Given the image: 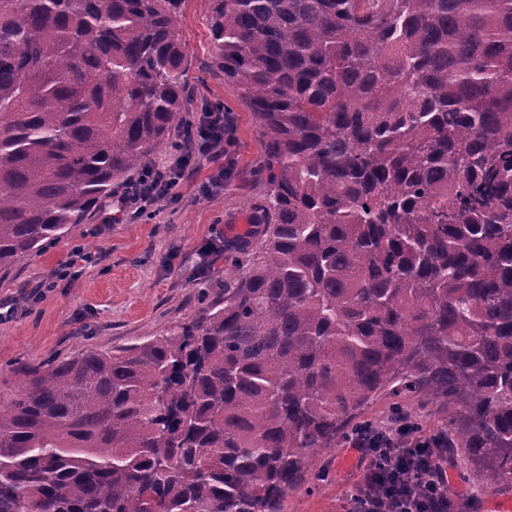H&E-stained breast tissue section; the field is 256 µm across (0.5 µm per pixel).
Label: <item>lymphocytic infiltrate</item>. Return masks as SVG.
Here are the masks:
<instances>
[{"label":"lymphocytic infiltrate","instance_id":"1","mask_svg":"<svg viewBox=\"0 0 512 512\" xmlns=\"http://www.w3.org/2000/svg\"><path fill=\"white\" fill-rule=\"evenodd\" d=\"M233 120L223 108L201 104L189 124L188 147L168 164H146L116 199L122 216H155L173 199L188 168L199 159L218 162ZM444 439L422 433L419 423L401 411L383 424L352 432L344 451L363 466L360 486L342 512H452L448 494V457Z\"/></svg>","mask_w":512,"mask_h":512}]
</instances>
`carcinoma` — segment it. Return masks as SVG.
Returning <instances> with one entry per match:
<instances>
[{
  "label": "carcinoma",
  "mask_w": 512,
  "mask_h": 512,
  "mask_svg": "<svg viewBox=\"0 0 512 512\" xmlns=\"http://www.w3.org/2000/svg\"><path fill=\"white\" fill-rule=\"evenodd\" d=\"M265 140L238 273L162 336L0 382V512H282L386 394L512 484V0H210ZM183 0H0V269L190 100Z\"/></svg>",
  "instance_id": "carcinoma-1"
}]
</instances>
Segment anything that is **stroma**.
<instances>
[{"instance_id": "obj_1", "label": "stroma", "mask_w": 512, "mask_h": 512, "mask_svg": "<svg viewBox=\"0 0 512 512\" xmlns=\"http://www.w3.org/2000/svg\"><path fill=\"white\" fill-rule=\"evenodd\" d=\"M210 0H184L179 30L188 47L187 78L192 103L231 112L233 143L223 163L231 176L216 194L200 192L213 175L200 161L161 204L155 217L104 225L107 207L31 256L0 270V381L20 365H46L87 350H109L165 334L191 317L204 288H219L238 264L229 245L249 227V214L264 193L265 141L237 88L224 77L210 37ZM83 248L90 263L46 292L35 287ZM356 459L336 447L323 454L309 478V491L288 495L283 512H341L356 483ZM451 492L467 512H494L512 501V486L478 490L464 455L448 458Z\"/></svg>"}]
</instances>
